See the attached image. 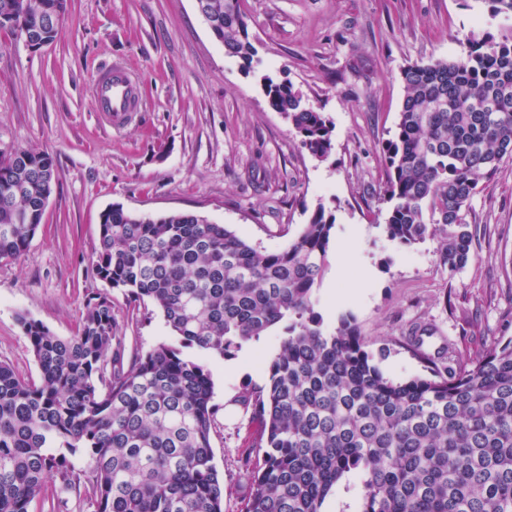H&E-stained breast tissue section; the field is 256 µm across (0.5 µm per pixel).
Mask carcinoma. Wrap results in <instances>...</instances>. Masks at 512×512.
Masks as SVG:
<instances>
[{"label":"carcinoma","instance_id":"obj_1","mask_svg":"<svg viewBox=\"0 0 512 512\" xmlns=\"http://www.w3.org/2000/svg\"><path fill=\"white\" fill-rule=\"evenodd\" d=\"M20 2L0 0V29L51 14L55 41L67 0H33L28 17ZM205 2L226 53L252 56L241 0ZM402 78L385 145V230L412 245L439 226L455 272L473 258L463 211L512 158V31L472 34L456 59L411 64ZM263 81L302 145L328 160L332 126L322 113L292 84ZM58 181L45 151L0 157V260L27 248L42 220L37 202ZM335 223L320 206L294 241L267 252L203 216L104 211L94 274L133 302L151 301L174 340L124 364L110 353L119 311L101 295L67 337L20 316L40 376L0 364V512H31L54 471L65 489H79L69 454L90 461L96 512H224L214 383L185 350L231 358L280 324L268 382L244 396L262 449L245 512H321L352 472L362 477L361 512H512V339L467 361L450 354L438 363L417 348L429 375L385 377L352 316L326 331L314 312Z\"/></svg>","mask_w":512,"mask_h":512}]
</instances>
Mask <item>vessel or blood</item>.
I'll use <instances>...</instances> for the list:
<instances>
[{"label":"vessel or blood","instance_id":"1","mask_svg":"<svg viewBox=\"0 0 512 512\" xmlns=\"http://www.w3.org/2000/svg\"><path fill=\"white\" fill-rule=\"evenodd\" d=\"M93 95L101 118L112 128H121L137 109L139 88L122 62L101 72L93 84Z\"/></svg>","mask_w":512,"mask_h":512}]
</instances>
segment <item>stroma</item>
I'll use <instances>...</instances> for the list:
<instances>
[{"label": "stroma", "instance_id": "stroma-1", "mask_svg": "<svg viewBox=\"0 0 512 512\" xmlns=\"http://www.w3.org/2000/svg\"><path fill=\"white\" fill-rule=\"evenodd\" d=\"M251 60L225 53L195 0H68L55 42L32 50L0 30V150L33 147L60 173L26 251L0 261V363L24 378L39 368L18 321L26 315L60 336L73 333L89 298L120 311L125 355L173 333L151 302L130 306L94 276L102 213H192L274 252L295 239L317 206L336 216L328 267L314 309L327 329L355 318L377 364L405 381L426 375L417 330L436 355L472 357L512 339V159L466 213L474 258L449 271L442 236L405 246L384 231L379 194L382 147L404 101L402 71L451 60L470 33L500 34L486 0H243ZM122 60L141 82L136 116L119 130L102 123L91 84ZM286 80L333 127L334 149L319 161L262 89ZM274 327L231 360L209 358L218 407L213 462L224 479V512H243L258 456L257 426L242 397L264 385L281 336Z\"/></svg>", "mask_w": 512, "mask_h": 512}]
</instances>
